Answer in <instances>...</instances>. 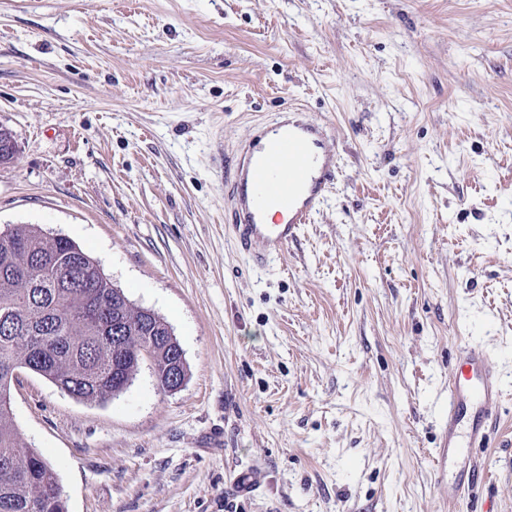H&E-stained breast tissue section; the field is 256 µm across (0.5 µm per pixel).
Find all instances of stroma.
Segmentation results:
<instances>
[{
	"instance_id": "1",
	"label": "stroma",
	"mask_w": 512,
	"mask_h": 512,
	"mask_svg": "<svg viewBox=\"0 0 512 512\" xmlns=\"http://www.w3.org/2000/svg\"><path fill=\"white\" fill-rule=\"evenodd\" d=\"M296 107L338 171L256 268L224 161ZM0 125V232L75 241L189 367L19 374L67 512H449L438 394L471 341L512 372V0H0ZM474 454L463 512H512V379Z\"/></svg>"
}]
</instances>
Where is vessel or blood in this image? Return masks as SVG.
<instances>
[{
    "label": "vessel or blood",
    "instance_id": "obj_1",
    "mask_svg": "<svg viewBox=\"0 0 512 512\" xmlns=\"http://www.w3.org/2000/svg\"><path fill=\"white\" fill-rule=\"evenodd\" d=\"M327 137L324 126L300 118L284 119L267 129L224 168L232 207L227 220L238 247L259 266L281 259L302 224L325 199L335 177L333 155H319ZM284 213L286 223L270 224L269 211ZM443 396L448 413L443 423L439 467L453 465L471 449L484 447L487 423L503 401L502 377L488 351L478 344L464 348ZM477 465L458 471L448 482V502L458 505L466 486L480 479Z\"/></svg>",
    "mask_w": 512,
    "mask_h": 512
}]
</instances>
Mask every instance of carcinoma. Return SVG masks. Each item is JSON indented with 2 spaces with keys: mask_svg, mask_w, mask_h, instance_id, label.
Here are the masks:
<instances>
[{
  "mask_svg": "<svg viewBox=\"0 0 512 512\" xmlns=\"http://www.w3.org/2000/svg\"><path fill=\"white\" fill-rule=\"evenodd\" d=\"M13 132L0 127V164L14 159ZM169 325L133 304L72 239L51 237L37 224L0 233V512H66L58 477L33 448L20 444L11 408L15 372L40 376L74 399L114 397L139 368L117 358L115 339L150 344L158 378L179 370Z\"/></svg>",
  "mask_w": 512,
  "mask_h": 512,
  "instance_id": "cac0c4a2",
  "label": "carcinoma"
}]
</instances>
